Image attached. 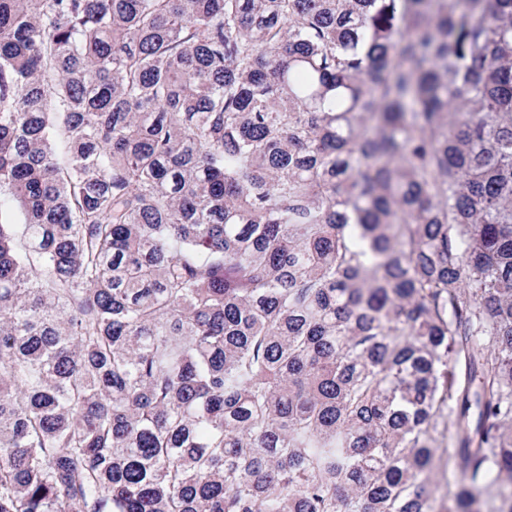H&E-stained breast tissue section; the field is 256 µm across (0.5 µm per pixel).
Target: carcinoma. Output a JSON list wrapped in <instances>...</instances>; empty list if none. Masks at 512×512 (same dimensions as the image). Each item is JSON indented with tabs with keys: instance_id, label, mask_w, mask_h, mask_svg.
<instances>
[{
	"instance_id": "carcinoma-1",
	"label": "carcinoma",
	"mask_w": 512,
	"mask_h": 512,
	"mask_svg": "<svg viewBox=\"0 0 512 512\" xmlns=\"http://www.w3.org/2000/svg\"><path fill=\"white\" fill-rule=\"evenodd\" d=\"M512 512V0H0V512Z\"/></svg>"
}]
</instances>
